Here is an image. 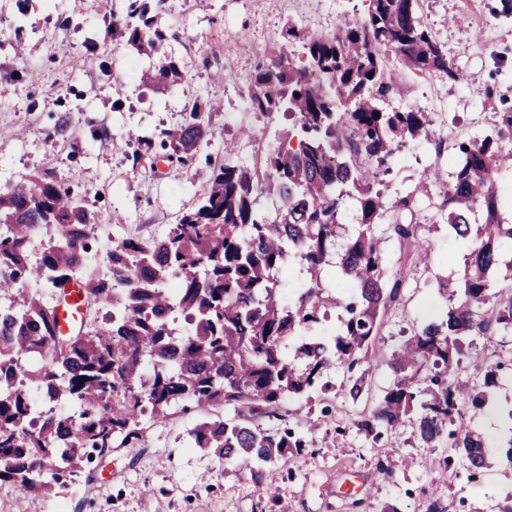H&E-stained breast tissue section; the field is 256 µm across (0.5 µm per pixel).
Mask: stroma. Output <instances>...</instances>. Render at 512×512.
Segmentation results:
<instances>
[{
    "instance_id": "stroma-1",
    "label": "stroma",
    "mask_w": 512,
    "mask_h": 512,
    "mask_svg": "<svg viewBox=\"0 0 512 512\" xmlns=\"http://www.w3.org/2000/svg\"><path fill=\"white\" fill-rule=\"evenodd\" d=\"M129 0H0V187L26 181L53 164L58 178L86 194L100 218V239L158 238L177 224L181 208L199 199L212 164L223 161L225 144L234 157L251 163L257 148L278 144L275 130L288 127L284 114L263 117L245 112L240 96L278 42L286 22L310 33L332 34L359 20L365 0H151L150 13L168 33L165 51L178 60L184 80L176 92L144 86L142 69L150 64L112 38L113 17L124 16ZM423 19L458 80H429L401 62L393 67L413 87L410 96L385 104L389 110L431 113L437 135L430 142H406L380 190L390 200L413 196L397 219L409 225L432 252L429 264L416 263L410 242L388 222L375 225L390 273L407 275L385 313L375 344L374 363L335 365L328 374L336 393L312 391L284 399L278 416L263 418L264 428L280 425L309 430L311 455L265 469L276 486L273 504L250 478L242 462L221 460L188 446L189 432L201 421L221 418V407L186 401L162 423L145 421L141 442L93 455L83 476L33 509L21 494L0 490V512H381L385 504L399 512H493L512 491V476L496 468L475 479L458 474L439 481L432 463L449 454L447 440L421 447L409 425L393 439L396 454L386 458L353 423L365 405L378 399L391 381L386 362L403 340L446 311L441 281L461 282L464 245L448 235L444 184L453 181L454 143L483 136L512 113V15L498 0H423ZM187 98H219L210 135L186 167L142 162L114 152L112 141L129 134L161 141L176 127ZM497 109H485L486 100ZM440 183L427 193L414 189L427 171ZM126 221H112L113 211ZM364 377L361 401H353L341 383ZM493 390L495 407L475 413L474 427L492 452L503 445L500 407H512V366L500 373ZM329 410L334 426L320 424ZM346 428L345 435L334 431Z\"/></svg>"
}]
</instances>
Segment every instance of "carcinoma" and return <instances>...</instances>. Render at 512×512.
Instances as JSON below:
<instances>
[{
    "mask_svg": "<svg viewBox=\"0 0 512 512\" xmlns=\"http://www.w3.org/2000/svg\"><path fill=\"white\" fill-rule=\"evenodd\" d=\"M367 2L361 19L331 35L285 25L243 100L259 115L288 113L296 131L254 165L233 163L224 148L199 203L164 237L108 241L103 270L89 269L96 212L51 168L0 188V292L9 296L0 306V484L48 498L80 475L86 449L132 448L144 416L161 422L184 401L229 409L198 424L190 444L243 462L258 485L267 464L310 448L306 434L256 420L276 416L290 395L331 389L323 378L336 363L373 361L380 318L401 283L388 285L373 228L413 202L391 203L375 185L405 142L435 137L430 114L383 109L385 98L408 93L385 59L393 53L418 75L456 77L421 22L420 0ZM112 28L156 58L141 72L143 84H181L148 0H130ZM221 109L205 100L184 110L175 129L162 131L164 158L188 165ZM455 157L444 193L448 232L467 250L464 287L442 284L446 320L425 324L391 353L389 386L354 426L376 443L409 421L427 448L446 434L453 442L445 468L475 477L497 464L512 471V437L495 460L464 417L488 405L504 363L460 376L469 337L512 333V287L492 280L512 241L497 181L512 151L486 136L458 143ZM349 209L355 223L338 253ZM330 265L346 291L324 281ZM285 270L310 275L288 304L277 288ZM72 282L84 288L85 311L106 314L60 336L56 302ZM332 312L339 326L327 335L319 327ZM179 315L188 328L180 329ZM60 402L75 411L56 412Z\"/></svg>",
    "mask_w": 512,
    "mask_h": 512,
    "instance_id": "cac0c4a2",
    "label": "carcinoma"
}]
</instances>
